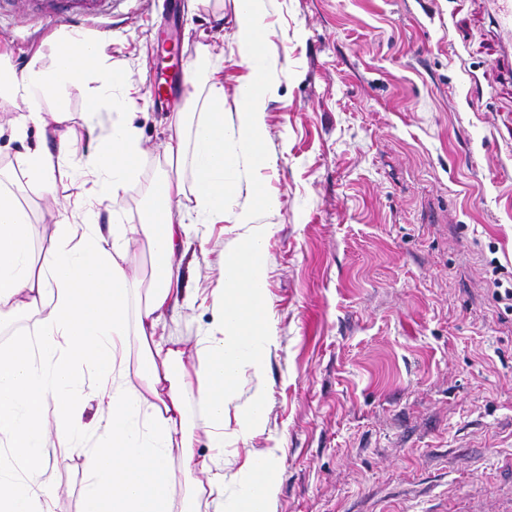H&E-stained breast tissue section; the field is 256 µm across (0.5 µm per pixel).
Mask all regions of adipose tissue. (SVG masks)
Wrapping results in <instances>:
<instances>
[{"label": "adipose tissue", "instance_id": "adipose-tissue-1", "mask_svg": "<svg viewBox=\"0 0 512 512\" xmlns=\"http://www.w3.org/2000/svg\"><path fill=\"white\" fill-rule=\"evenodd\" d=\"M264 0H245L234 37L239 64L247 72L240 90L235 130L239 155L225 147L224 89L209 88L205 119L195 129L192 152H185L175 129L165 146L168 159L192 169L193 193L205 223L224 217L230 169H240L253 201L238 212L247 226L243 242L224 256L223 288L213 296L218 315L213 328L187 351L166 336L164 316L177 303L176 283L188 225L175 217L183 205L181 178L158 185L160 208L139 224H116L104 238L96 210L123 196L138 175L143 153L127 115L136 101L133 84L118 77L104 41L67 38L69 57L53 54L48 65L15 71L0 55V98H22L28 122H42L43 104L83 95L91 116L86 126L87 158L74 181L85 207L81 221L55 224L41 252H34L30 216L17 197L0 190V317L21 316L41 304L35 335L14 336L0 348V512H53L55 489L42 470L51 456L73 449L85 458L79 512H194L197 489L177 491L173 461L217 487L213 471L223 458L224 414L243 368L262 373L274 335L267 309L263 257L271 233L256 215L274 198L262 192L258 174L269 164L262 151L267 99L274 85L262 64L269 44ZM113 114L109 128L96 117ZM71 145L28 148L21 157L32 185L56 196L61 161ZM139 237L153 256L154 275L139 288L128 274L127 242ZM142 342L139 386L126 379L131 336ZM194 390L205 409L200 427L190 425L185 394ZM99 416L84 422L85 397ZM202 430L214 453L197 457L194 432ZM274 493L272 465L254 464L242 497L224 512H268Z\"/></svg>", "mask_w": 512, "mask_h": 512}]
</instances>
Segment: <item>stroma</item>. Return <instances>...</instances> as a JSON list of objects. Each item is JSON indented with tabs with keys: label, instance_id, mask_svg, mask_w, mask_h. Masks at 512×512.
Instances as JSON below:
<instances>
[{
	"label": "stroma",
	"instance_id": "1",
	"mask_svg": "<svg viewBox=\"0 0 512 512\" xmlns=\"http://www.w3.org/2000/svg\"><path fill=\"white\" fill-rule=\"evenodd\" d=\"M84 37L106 40L113 69L140 89L133 124L144 149L136 182L100 207L103 229L137 224L169 171L148 72L151 33L175 17L194 83L181 98L185 150L224 87V123L240 108L236 0H79ZM275 92L266 108L259 180L276 200L264 255L275 337L262 376L243 369L224 416V497L241 495L253 459L271 454L269 512H512V311L493 279L512 282V86L495 70V31L483 0H266ZM54 0H0V51L24 70L51 57L69 26ZM23 102L0 98V170L31 216L34 247L76 217L71 180L86 162L83 97L69 95L59 130L74 150L61 163L57 204L28 185L19 154L38 144ZM229 193L224 221L205 224L193 196V237L167 335L196 345L210 330L222 258L245 233ZM263 414L243 412L255 390ZM84 458L50 459L54 512H78Z\"/></svg>",
	"mask_w": 512,
	"mask_h": 512
}]
</instances>
